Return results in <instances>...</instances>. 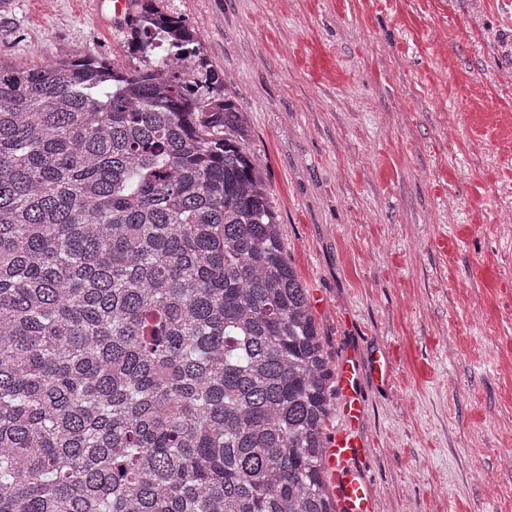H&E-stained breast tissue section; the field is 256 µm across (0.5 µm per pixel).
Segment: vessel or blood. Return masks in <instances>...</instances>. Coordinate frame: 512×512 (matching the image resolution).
<instances>
[{"label":"vessel or blood","instance_id":"1","mask_svg":"<svg viewBox=\"0 0 512 512\" xmlns=\"http://www.w3.org/2000/svg\"><path fill=\"white\" fill-rule=\"evenodd\" d=\"M341 398L338 412L346 426L334 435L325 452L323 468L329 477L338 512H376V503L363 462L369 450L358 431L364 404L360 393V371L352 360L336 369Z\"/></svg>","mask_w":512,"mask_h":512}]
</instances>
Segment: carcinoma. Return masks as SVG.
Masks as SVG:
<instances>
[{"label": "carcinoma", "instance_id": "1", "mask_svg": "<svg viewBox=\"0 0 512 512\" xmlns=\"http://www.w3.org/2000/svg\"><path fill=\"white\" fill-rule=\"evenodd\" d=\"M125 26L121 61L0 59V512H337L243 109L156 0Z\"/></svg>", "mask_w": 512, "mask_h": 512}]
</instances>
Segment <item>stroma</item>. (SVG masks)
Masks as SVG:
<instances>
[{
	"instance_id": "obj_1",
	"label": "stroma",
	"mask_w": 512,
	"mask_h": 512,
	"mask_svg": "<svg viewBox=\"0 0 512 512\" xmlns=\"http://www.w3.org/2000/svg\"><path fill=\"white\" fill-rule=\"evenodd\" d=\"M157 3L242 105L321 334L363 367L378 512H512V0ZM125 38L108 0L0 13L20 66Z\"/></svg>"
}]
</instances>
